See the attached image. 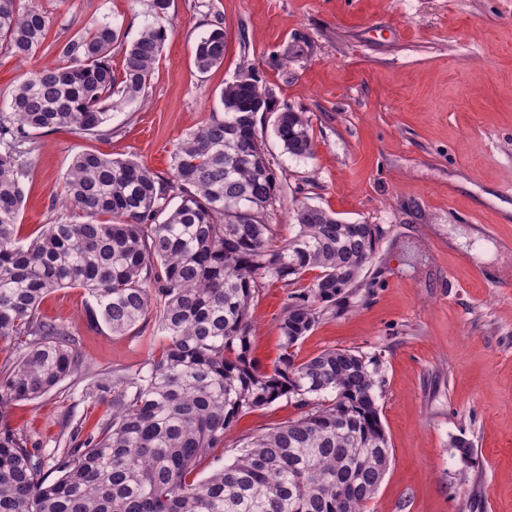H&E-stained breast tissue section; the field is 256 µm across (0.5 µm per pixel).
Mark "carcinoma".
<instances>
[{
	"instance_id": "cac0c4a2",
	"label": "carcinoma",
	"mask_w": 512,
	"mask_h": 512,
	"mask_svg": "<svg viewBox=\"0 0 512 512\" xmlns=\"http://www.w3.org/2000/svg\"><path fill=\"white\" fill-rule=\"evenodd\" d=\"M169 7L149 0L151 20L130 42L100 19L56 39L58 63L28 72L0 112V512H362L391 461L377 368L339 348L300 361L297 348L348 297L382 232L303 201L289 236H278L277 177L256 115L278 112L274 133L295 157L313 156L314 142L305 113L275 108L253 64L224 83V111L181 139L168 176L82 151L53 221L19 236L22 178L37 161L31 131L111 137L114 102L134 103L149 88L173 29ZM53 24L22 0H0V50L31 59ZM225 51L218 18L195 45L197 70L223 65ZM308 271L316 276L289 297L269 371L250 356L251 303L265 279L288 285ZM57 288L84 289L90 322L115 335L155 312L165 344L138 368L86 385L85 399L112 393L111 412L83 440V423L66 419L65 445L45 454L29 447L8 408L85 380L79 341L38 313ZM283 397L298 418L198 478L241 416Z\"/></svg>"
}]
</instances>
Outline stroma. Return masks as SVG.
Here are the masks:
<instances>
[{"mask_svg":"<svg viewBox=\"0 0 512 512\" xmlns=\"http://www.w3.org/2000/svg\"><path fill=\"white\" fill-rule=\"evenodd\" d=\"M71 35L108 18L135 39L147 0H31ZM174 28L143 100L114 108L111 139L37 131L39 158L24 177L20 234L53 218L73 158L92 150L168 175L186 132L221 111L220 91L255 64L278 104L305 113L308 159L286 152L275 113L258 128L277 174L280 236L296 201L377 225L371 265L336 313L298 346L299 359L349 349L374 361L391 465L364 512H512V0H171ZM223 65L199 73L193 47L214 18ZM289 286L269 280L251 306V355L272 368ZM87 296L61 288L41 317L69 326L92 373L139 367L164 340L153 318L123 335L89 325ZM108 400L86 402L62 382L13 403L10 421L40 448L62 418L95 421ZM288 399L240 417L198 468L231 462L244 438L296 419ZM473 444L471 460L453 446Z\"/></svg>","mask_w":512,"mask_h":512,"instance_id":"1","label":"stroma"}]
</instances>
